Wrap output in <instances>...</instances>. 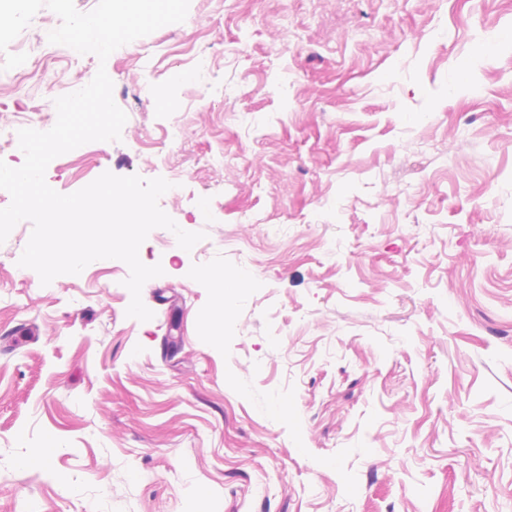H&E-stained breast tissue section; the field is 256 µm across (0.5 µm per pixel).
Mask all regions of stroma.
<instances>
[{
  "label": "stroma",
  "instance_id": "1",
  "mask_svg": "<svg viewBox=\"0 0 512 512\" xmlns=\"http://www.w3.org/2000/svg\"><path fill=\"white\" fill-rule=\"evenodd\" d=\"M58 23L0 114L102 65ZM102 66L121 139L47 184L161 177L206 237L149 233L145 322L122 261L45 286L30 222L0 244V512H512V6L190 0Z\"/></svg>",
  "mask_w": 512,
  "mask_h": 512
}]
</instances>
